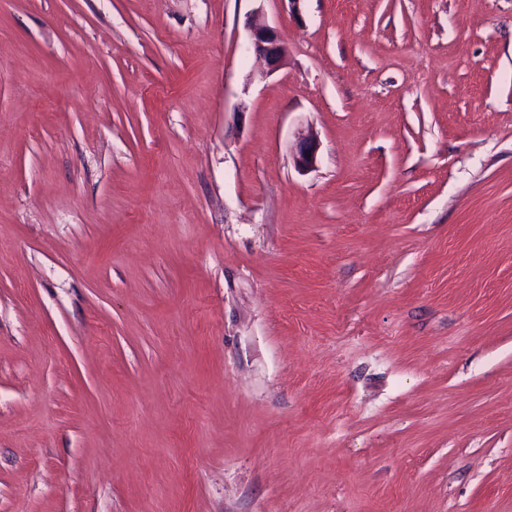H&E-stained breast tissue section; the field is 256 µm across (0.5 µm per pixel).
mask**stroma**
I'll list each match as a JSON object with an SVG mask.
<instances>
[{
    "mask_svg": "<svg viewBox=\"0 0 512 512\" xmlns=\"http://www.w3.org/2000/svg\"><path fill=\"white\" fill-rule=\"evenodd\" d=\"M0 512H512V0H0ZM249 49L262 59L267 73L279 69L286 56V47L278 32L259 15H253L250 23ZM318 141L315 135L307 133L298 137L293 154L295 166L300 170L312 169L317 161Z\"/></svg>",
    "mask_w": 512,
    "mask_h": 512,
    "instance_id": "1",
    "label": "stroma"
}]
</instances>
